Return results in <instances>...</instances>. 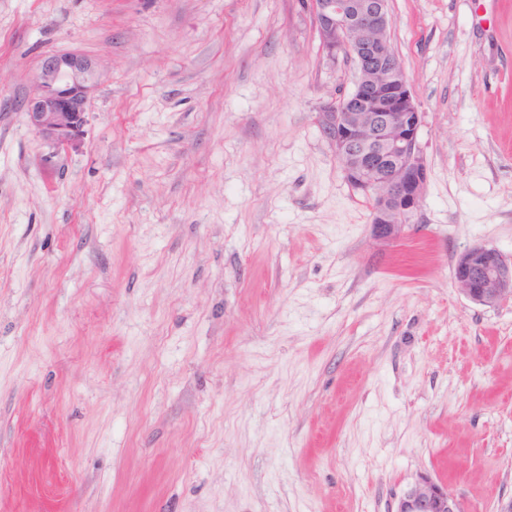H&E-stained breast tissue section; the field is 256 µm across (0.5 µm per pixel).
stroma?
Instances as JSON below:
<instances>
[{"label":"stroma","instance_id":"1","mask_svg":"<svg viewBox=\"0 0 512 512\" xmlns=\"http://www.w3.org/2000/svg\"><path fill=\"white\" fill-rule=\"evenodd\" d=\"M429 168L405 238L317 123L349 93L302 0H0V512H394L512 498V0H389ZM96 68L57 150L46 52ZM95 65L79 52H49L42 60L25 115L30 132L60 148L83 131ZM452 279L473 304L496 308L512 301V257L484 244H474L455 259ZM395 512H464L448 484L421 475L399 498Z\"/></svg>","mask_w":512,"mask_h":512}]
</instances>
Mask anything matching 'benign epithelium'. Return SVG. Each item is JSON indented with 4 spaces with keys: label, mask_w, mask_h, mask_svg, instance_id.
Returning <instances> with one entry per match:
<instances>
[{
    "label": "benign epithelium",
    "mask_w": 512,
    "mask_h": 512,
    "mask_svg": "<svg viewBox=\"0 0 512 512\" xmlns=\"http://www.w3.org/2000/svg\"><path fill=\"white\" fill-rule=\"evenodd\" d=\"M327 59L355 64L353 90L318 113L345 181L372 202L370 236L380 247L400 242L415 215L429 170L419 142L423 113L388 41V0H308ZM95 65L79 52H49L42 60L25 115L30 132L60 148L83 131ZM452 279L473 304L512 301V257L474 244L455 259ZM395 512H464L448 485L422 475Z\"/></svg>",
    "instance_id": "benign-epithelium-1"
}]
</instances>
